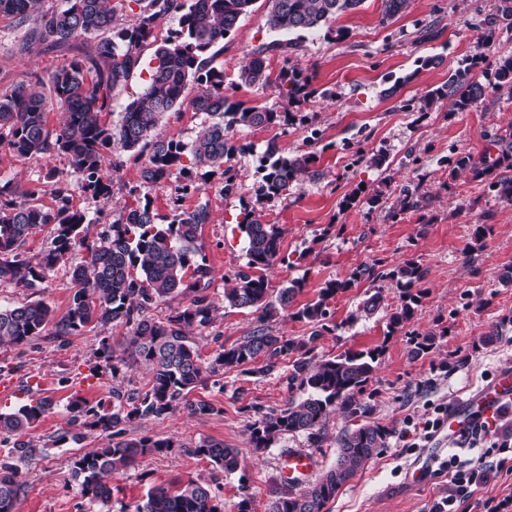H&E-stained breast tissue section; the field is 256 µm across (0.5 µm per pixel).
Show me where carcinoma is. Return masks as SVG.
<instances>
[{
  "label": "carcinoma",
  "instance_id": "cac0c4a2",
  "mask_svg": "<svg viewBox=\"0 0 512 512\" xmlns=\"http://www.w3.org/2000/svg\"><path fill=\"white\" fill-rule=\"evenodd\" d=\"M43 2L0 0V15L10 16L17 25L26 27L20 51L39 44L48 51L68 53L48 80L37 77L0 94V148L18 157L55 152L66 155L73 173L82 178V191L93 199L112 197V181L103 173L107 150L146 156L140 171L145 184L160 186L174 180L179 183L177 190L187 196L198 190L193 168L203 165L223 176V194H235L236 179L224 168V161L234 150L230 144L233 128H268L288 121V113L265 106L233 110L226 107L224 71L212 66L214 55L210 51L224 43L254 0H126L138 12L135 21L122 28L115 24L112 0H62L59 6L47 10L43 9ZM361 2L267 0V26L293 38L255 48L240 73L241 82L265 87L270 83L267 55L297 50L305 34ZM175 14L179 15V30L156 48L142 92L126 105L120 123L108 126L104 115L111 111L114 93L141 66V48L157 42L155 30L159 22ZM511 19L512 0H500L497 13L485 22L486 43L494 42L499 21ZM300 76L296 70L279 74L280 87L287 97L298 96ZM191 83L197 85V93L190 104L195 111L206 114L209 122L190 142L153 137L163 116L183 104ZM448 86L464 87L455 101L460 111L476 105L485 94L483 85L466 82V73L461 71L448 80ZM49 104L57 106L64 116L62 125L53 132L46 126ZM485 137L490 145L499 147L497 155L489 151L477 157L464 154L456 159L455 170L489 181V188L500 199L512 203V179L492 178L500 168H512V133H487ZM311 162L305 154L283 153L275 140H270L258 157L256 202L288 194L298 177L309 172ZM65 182L64 176L50 170L46 181L25 190L10 180L0 183V282L34 288L66 264L75 250L82 248L85 252L84 262L69 268L74 292L66 313L57 319L41 301L0 307V343H28L42 336L51 323L54 335L62 341L87 327L120 323L132 331L127 341L129 359L147 366L151 373L146 388L127 394L112 391V411L95 414L91 425L110 432L111 440L74 461L71 474L81 493L91 501L107 504L114 491L109 480L112 474L134 466L147 454L175 447L165 438L125 440L121 425L135 418H160L171 413L204 383L208 374L238 371L249 365L255 373L271 375L282 361L289 359V384H298L308 395L289 402L284 409L260 415L249 426V440L257 452L290 433L303 432L319 444L323 419L335 407L350 420H361L340 435L336 461L321 479L297 492H280L267 510L326 512V505L367 461L388 447L393 435V428L371 420L373 405L358 399L376 369L381 349L345 351L318 361L311 357L322 331L331 330L327 323L330 301L362 280H391L402 296L401 305L387 319V332L392 334L413 318L419 294L412 290L425 279V270L412 260L387 272L379 271V261L359 266L349 278L326 283L317 299L293 313L320 325L321 330L307 338L276 336L265 322L292 308L302 284L293 281L271 292L262 271L284 261L280 253L282 232L276 225L263 222L255 207H246L239 221L247 240L246 269L237 271L234 284L224 289V304L257 314L259 326L207 362L192 338L195 329L208 327L215 310L204 295L209 287L210 268L197 246L200 226L209 222L207 205L181 209L169 220L154 209L152 199L145 195L136 205L122 209L117 219L92 237L85 213L71 206L68 190L63 188ZM48 192L53 195L55 206L47 208L40 198ZM420 208L421 199L406 189L399 209L391 211L390 216L395 218ZM42 226L51 227V246L33 262L25 257L23 247L33 230ZM187 293L193 294L189 304L168 317L155 320L145 314L154 301ZM382 303L383 294L377 288L348 316L347 322L374 315ZM99 355L108 362L114 361V372L129 360L115 357L112 345L106 342ZM53 409L52 401L42 399L12 413H0V435L13 440L12 448L0 457V512H18L26 489L18 478L17 462L38 452L24 436ZM189 452L227 473L240 467L238 450L227 448L220 441H208ZM135 512L221 510L209 485L189 480L149 488L145 500L136 504Z\"/></svg>",
  "mask_w": 512,
  "mask_h": 512
}]
</instances>
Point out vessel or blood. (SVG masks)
<instances>
[{
	"instance_id": "obj_1",
	"label": "vessel or blood",
	"mask_w": 512,
	"mask_h": 512,
	"mask_svg": "<svg viewBox=\"0 0 512 512\" xmlns=\"http://www.w3.org/2000/svg\"><path fill=\"white\" fill-rule=\"evenodd\" d=\"M506 410L512 412V367L497 371L477 392L450 406L439 430L448 441L460 442L476 426L494 422Z\"/></svg>"
}]
</instances>
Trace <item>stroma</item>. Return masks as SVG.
Masks as SVG:
<instances>
[{"label": "stroma", "instance_id": "35a3bbf8", "mask_svg": "<svg viewBox=\"0 0 512 512\" xmlns=\"http://www.w3.org/2000/svg\"><path fill=\"white\" fill-rule=\"evenodd\" d=\"M498 4L499 0H412L406 11L387 18L382 0H362L357 9L331 19L328 28L308 34L297 51L268 57L271 74L286 66L309 75L311 98L291 100L277 84L256 89L239 79L252 51L276 37L266 24L265 0H254L213 64L224 71L229 103L264 105L288 113L289 122L234 130L236 151L227 166L241 186L239 193L224 196L216 174L199 178L198 191L182 199L175 182L143 185L141 163L132 152L106 155L111 200H95L79 187L71 189L72 206L88 215L94 235L111 224L122 207L134 205L140 194L150 196L163 215L179 204L208 206L210 220L202 225L197 244L211 268L207 295L215 312L212 323L194 333L206 359L257 325L254 313L226 307L223 299L225 287L246 263L245 235L238 226L245 205H257L264 221L283 232V260L267 270L266 277L274 290L303 280L295 307L316 298L326 281L348 278L357 266L376 259L387 270L407 259L426 269L415 314L396 333L386 328L387 311L401 303L391 281H381L384 301L372 317L348 320L366 298L370 282L358 283L330 302L334 329L320 336L312 356L318 361L383 346L365 392L372 397V420L393 427L394 435L387 448L338 492L329 512H431L434 501L448 493V477L437 461L421 470L429 443L418 439L417 431L423 430L435 409L454 405L489 375L512 366V324L506 321L512 315V284L499 279L503 268L512 266V203L500 200L487 182L454 170L459 156L484 152L486 134L512 128V94L497 88L494 79L499 62L512 57V28L500 29L492 46L482 40L484 21ZM432 23L439 34L428 41L422 30ZM24 35V28L11 17L0 15V92L37 76L48 78L63 62L59 54L38 45L20 51ZM460 70L486 89L484 100L463 112L455 110L446 95L449 77ZM436 90L444 92V99L426 106L427 95ZM205 120L186 102L166 114L155 133L187 142ZM271 139L283 152L307 154L313 162L309 174L287 196L259 204L254 195L257 158ZM377 155L382 165L371 164ZM51 169L69 172L67 158H21L0 150V178L28 187L43 181ZM407 188L423 197L425 208L390 218V207ZM376 193L382 201L374 205L370 197ZM478 224L491 225L492 232L481 246L467 251ZM72 293L68 270L62 267L35 288L0 285V305L40 300L60 317ZM494 326L498 338L485 343ZM127 333L122 325L98 327L62 343L48 329L30 344L0 345V373L16 384L12 393L0 394V413L43 398L54 403L53 412L27 432L42 452L18 464L26 486L19 512H133L150 487L188 480L207 483L224 512H233L240 486L248 485L254 512H265L285 486L283 459L288 453L303 450L313 455L315 468L306 478L310 484L335 462L336 441L348 426L338 410L325 420L321 445H312L303 433L286 434L270 448L255 451L248 426L258 413L285 408L306 393L289 385L284 368L266 376L231 371L198 386L164 417L128 422L127 438H168L176 442V449L145 456L113 475L117 492L109 504L83 497L71 477L73 462L101 447L108 436L79 423L68 425L65 407L79 396L88 407L108 412L113 389L144 388L150 379L145 366L115 370L96 355L101 339L116 345ZM427 333L436 337L433 349L412 358L417 335ZM200 400L213 405V412H193L191 403ZM69 428L79 433V441L63 438ZM210 440L238 449V471L227 473L190 455V448Z\"/></svg>", "mask_w": 512, "mask_h": 512}]
</instances>
